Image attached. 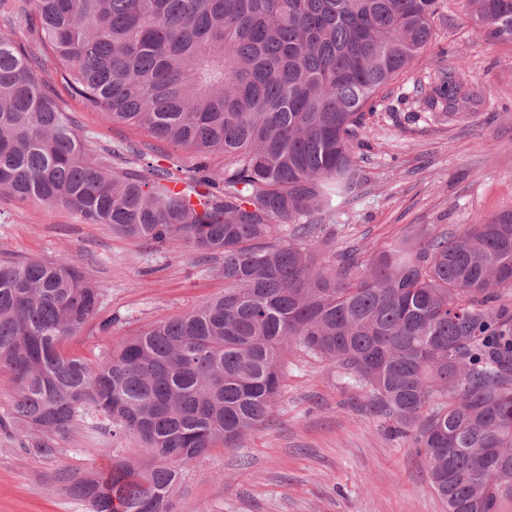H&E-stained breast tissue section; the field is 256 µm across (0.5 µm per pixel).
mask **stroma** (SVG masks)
<instances>
[{"mask_svg":"<svg viewBox=\"0 0 512 512\" xmlns=\"http://www.w3.org/2000/svg\"><path fill=\"white\" fill-rule=\"evenodd\" d=\"M437 54L392 81L367 114L369 146L358 161L357 198L325 218L326 254L366 255L419 232L461 230L512 210V44L485 40L460 0H442L433 22ZM453 81L474 101L443 117L426 100ZM94 144L148 141L71 101ZM0 255L78 257L102 285L95 320L63 345L97 359L150 325L221 292L224 281L185 249L157 250L107 224L36 201L0 197ZM111 319L109 330L100 322ZM280 394L265 422L232 447L210 449L180 472L173 512H448L411 439L372 406L336 366L288 346ZM22 436L0 427V512H87L54 480L57 467L84 473L113 456L143 459L134 442L77 426L54 461L31 456Z\"/></svg>","mask_w":512,"mask_h":512,"instance_id":"1","label":"stroma"}]
</instances>
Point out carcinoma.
<instances>
[{
  "label": "carcinoma",
  "mask_w": 512,
  "mask_h": 512,
  "mask_svg": "<svg viewBox=\"0 0 512 512\" xmlns=\"http://www.w3.org/2000/svg\"><path fill=\"white\" fill-rule=\"evenodd\" d=\"M438 7L0 2V194L159 250L190 248L224 278V293L92 361L61 349L101 304L82 261L0 259V370L16 390L0 427L53 461L89 418L147 454L59 468L88 512H171L181 468L268 417L290 344L369 390L423 449L448 512H498L512 496V210L458 234L375 244L364 260L321 252L322 217L358 194L364 108L423 63ZM465 12L512 43V0H466ZM57 78L106 122L192 152L191 173L154 163L145 144L90 149ZM457 94L445 81L427 105L448 116Z\"/></svg>",
  "instance_id": "1"
}]
</instances>
